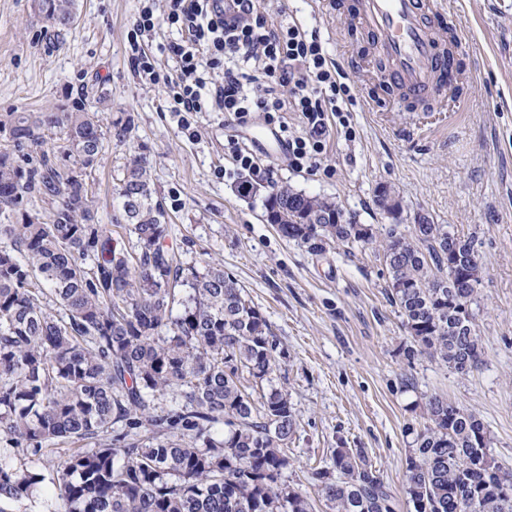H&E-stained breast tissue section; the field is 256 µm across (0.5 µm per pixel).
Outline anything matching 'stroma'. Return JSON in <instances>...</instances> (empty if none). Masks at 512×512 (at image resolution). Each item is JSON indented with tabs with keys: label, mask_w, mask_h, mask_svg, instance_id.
Segmentation results:
<instances>
[{
	"label": "stroma",
	"mask_w": 512,
	"mask_h": 512,
	"mask_svg": "<svg viewBox=\"0 0 512 512\" xmlns=\"http://www.w3.org/2000/svg\"><path fill=\"white\" fill-rule=\"evenodd\" d=\"M62 44L41 33L37 0H0V113L67 112L74 102L103 120L131 115L134 128L112 140L94 171L100 223L120 213L116 186L127 158L146 155L157 197L181 261L223 263L266 317L283 357L276 387L288 391L298 420L288 483L312 491L311 474L330 467L339 445L365 449L398 502L406 500L412 430L427 420L425 395L475 411L493 457L512 467V0H453L462 30L466 78L459 98L426 111L393 102L372 75L375 56L350 24L345 0H262L272 16L317 29L355 87V136L330 138L320 164L296 170L288 156L261 152L271 177L250 192L218 178L233 128L220 112L202 113L198 136L178 134L161 110L163 85L136 76L126 52L136 0H77ZM288 184L338 202L345 215L382 230L426 213L481 244L482 283L473 306L482 363L466 375L421 358L407 363L410 338L387 294L380 242L326 243L315 253L281 237L264 218L271 186ZM399 197L392 218L380 187ZM412 388H404V378Z\"/></svg>",
	"instance_id": "1"
}]
</instances>
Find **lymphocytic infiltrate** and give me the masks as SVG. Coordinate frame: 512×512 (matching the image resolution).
<instances>
[{
  "mask_svg": "<svg viewBox=\"0 0 512 512\" xmlns=\"http://www.w3.org/2000/svg\"><path fill=\"white\" fill-rule=\"evenodd\" d=\"M165 26L179 33L162 47L173 63L167 74L143 48ZM127 41L135 73L166 86L162 109L186 138H196L203 112L224 113L240 128L259 119L279 132L289 165L301 170L317 166L330 133L353 135L354 86L318 33L292 17L274 20L258 0H167L162 11L138 0ZM291 112L304 133H289Z\"/></svg>",
  "mask_w": 512,
  "mask_h": 512,
  "instance_id": "lymphocytic-infiltrate-1",
  "label": "lymphocytic infiltrate"
}]
</instances>
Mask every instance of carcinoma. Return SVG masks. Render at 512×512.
Masks as SVG:
<instances>
[{
	"label": "carcinoma",
	"mask_w": 512,
	"mask_h": 512,
	"mask_svg": "<svg viewBox=\"0 0 512 512\" xmlns=\"http://www.w3.org/2000/svg\"><path fill=\"white\" fill-rule=\"evenodd\" d=\"M44 20L76 0H44ZM131 120L104 126L84 107L0 115V512L51 488L48 512H398L363 448L316 470L317 498L284 480L297 431L271 386L279 343L224 266H183L166 246L150 166L133 157L116 188L136 250L98 223L89 179ZM49 210L36 208V202ZM266 221L311 250L358 243L335 201L275 185ZM387 295L413 345L466 374L481 362L472 304L482 282L475 236L446 224H392ZM54 304L58 312L48 309ZM172 404L162 407L161 396ZM430 425L407 459L411 512H512V471L490 454L476 412L430 395ZM95 441L49 460L53 446Z\"/></svg>",
	"instance_id": "cac0c4a2"
}]
</instances>
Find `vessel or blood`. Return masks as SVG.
<instances>
[{"instance_id": "b4317fda", "label": "vessel or blood", "mask_w": 512, "mask_h": 512, "mask_svg": "<svg viewBox=\"0 0 512 512\" xmlns=\"http://www.w3.org/2000/svg\"><path fill=\"white\" fill-rule=\"evenodd\" d=\"M356 19L375 38L389 87L404 99L442 102L461 80L463 37L445 45L447 0H356Z\"/></svg>"}]
</instances>
